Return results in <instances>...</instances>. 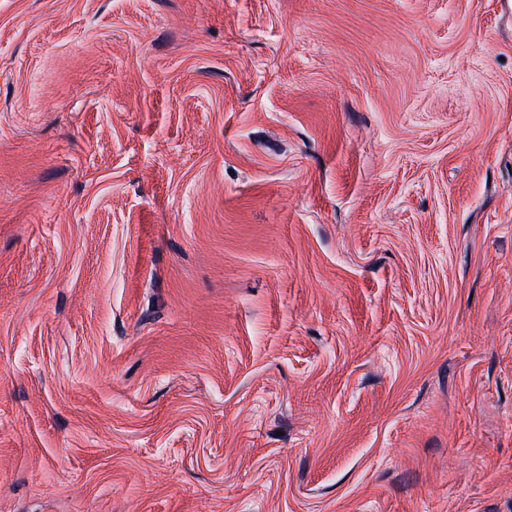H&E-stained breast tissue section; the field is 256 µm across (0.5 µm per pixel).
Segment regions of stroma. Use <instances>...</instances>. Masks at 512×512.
Here are the masks:
<instances>
[{
  "label": "stroma",
  "instance_id": "obj_1",
  "mask_svg": "<svg viewBox=\"0 0 512 512\" xmlns=\"http://www.w3.org/2000/svg\"><path fill=\"white\" fill-rule=\"evenodd\" d=\"M0 512H512V0H0Z\"/></svg>",
  "mask_w": 512,
  "mask_h": 512
}]
</instances>
